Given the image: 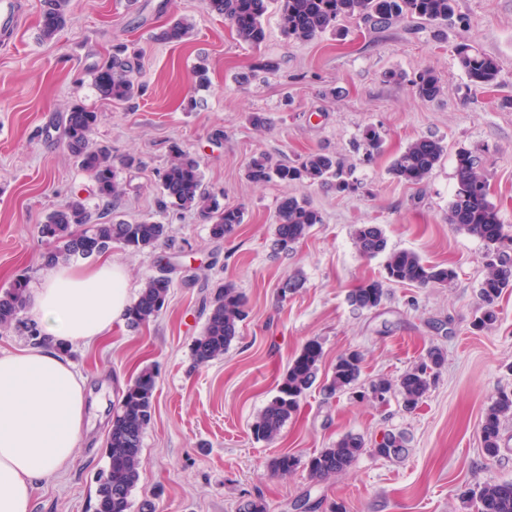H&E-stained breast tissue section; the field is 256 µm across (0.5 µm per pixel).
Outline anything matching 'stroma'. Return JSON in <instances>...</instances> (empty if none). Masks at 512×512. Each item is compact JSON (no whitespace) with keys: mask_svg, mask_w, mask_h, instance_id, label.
Wrapping results in <instances>:
<instances>
[{"mask_svg":"<svg viewBox=\"0 0 512 512\" xmlns=\"http://www.w3.org/2000/svg\"><path fill=\"white\" fill-rule=\"evenodd\" d=\"M41 0H25L10 44L0 48V292L15 279L37 281L49 246L39 234L46 217L72 198L97 207L94 183L69 155L63 117L73 104L100 113L94 141L108 145L125 193L116 218L149 217L167 224L169 238L155 250L111 254L129 272L131 295L146 276L166 270L172 285L160 315L139 328L113 324L99 344L68 346L64 356L98 397L97 425L73 462L33 493L34 512H94L96 476L105 468V442L126 385L147 366L158 371L154 418L143 438L145 465L130 512L152 502L156 512H238L261 498L267 512H471L465 488L512 481V416L502 424L498 456L487 457L480 425L501 390H512V288L501 297L497 320L479 331L473 322L484 275V243L448 222L459 148L484 159L490 196L512 226V0H458L448 24L397 20L372 30L354 19L340 33L307 43L284 36L272 0L259 46L238 40L223 17L202 0H71L67 27L52 41L39 37ZM195 25L182 43L153 38L176 17ZM479 47L500 67L497 88H468L455 47ZM117 43L142 49L144 92L131 108L101 98L91 72ZM276 62L275 71L259 70ZM206 64L208 87H196L193 69ZM429 69L443 82L435 101L420 99L410 80ZM251 72L247 84L237 76ZM389 71L403 73L386 81ZM263 113L265 130L248 121ZM384 138L371 163L352 144L368 127ZM433 135L447 151L421 184L398 181L388 167L417 137ZM179 144L200 162L203 183L221 204L240 207L243 222L226 239H212L192 211L158 206L160 174ZM333 152L353 167L359 188L278 181L253 183L245 169L266 153L297 161ZM134 166H125L126 157ZM288 196L306 199L323 221L283 255L273 249L275 215ZM383 225L391 248L455 270L448 285L386 284L381 305L358 310L348 296L381 278L384 257L366 260L354 246L357 225ZM304 285L281 296L282 281ZM236 284L246 316L230 347L208 364H193L192 346L205 322V301L217 284ZM311 339L322 345L318 383L271 444L256 441L251 424L275 393L289 362ZM445 356L435 384L413 411L399 397L381 403L351 394L327 396L321 387L337 358L363 356L362 381L398 378L430 347ZM367 445L346 473L317 482L304 463L343 435ZM404 435V457L372 452L385 434ZM288 453L294 472L272 475L268 462Z\"/></svg>","mask_w":512,"mask_h":512,"instance_id":"stroma-1","label":"stroma"}]
</instances>
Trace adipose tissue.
I'll return each instance as SVG.
<instances>
[{
    "label": "adipose tissue",
    "mask_w": 512,
    "mask_h": 512,
    "mask_svg": "<svg viewBox=\"0 0 512 512\" xmlns=\"http://www.w3.org/2000/svg\"><path fill=\"white\" fill-rule=\"evenodd\" d=\"M39 347L0 356V512H32L36 484L73 460L92 415L85 383L55 341L90 344L128 305V274L109 257L54 265L28 293Z\"/></svg>",
    "instance_id": "obj_1"
}]
</instances>
